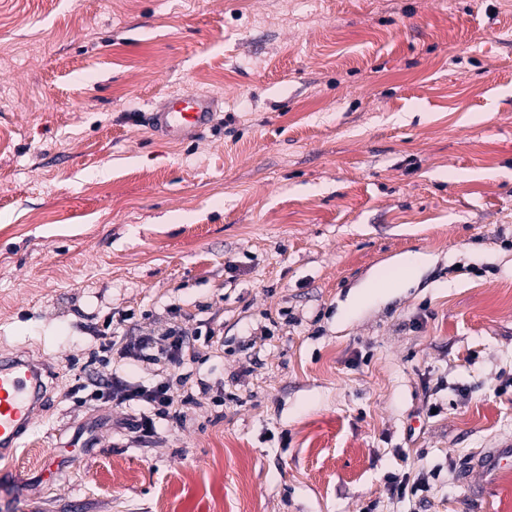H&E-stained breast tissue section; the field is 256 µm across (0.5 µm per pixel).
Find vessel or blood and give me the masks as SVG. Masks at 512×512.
Masks as SVG:
<instances>
[{
    "label": "vessel or blood",
    "mask_w": 512,
    "mask_h": 512,
    "mask_svg": "<svg viewBox=\"0 0 512 512\" xmlns=\"http://www.w3.org/2000/svg\"><path fill=\"white\" fill-rule=\"evenodd\" d=\"M216 101L195 92H183L160 100L149 112V127L179 142L205 128ZM45 364L19 356L0 355V460H15L35 415L47 394Z\"/></svg>",
    "instance_id": "vessel-or-blood-1"
}]
</instances>
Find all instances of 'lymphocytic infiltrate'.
Instances as JSON below:
<instances>
[{
  "label": "lymphocytic infiltrate",
  "mask_w": 512,
  "mask_h": 512,
  "mask_svg": "<svg viewBox=\"0 0 512 512\" xmlns=\"http://www.w3.org/2000/svg\"><path fill=\"white\" fill-rule=\"evenodd\" d=\"M218 336V331L209 326L187 331L177 310L172 311L167 328L159 334L107 328L98 344L104 361L115 357L128 360L140 369L157 373L158 378L152 386L141 387L116 374L103 378L88 370L81 376L78 389L88 393L92 401L128 408L121 426L136 439L157 437L158 421H166L171 426L183 425L186 421L184 407L194 401L193 394H175L169 371L183 365L186 356L194 352L197 341L211 346Z\"/></svg>",
  "instance_id": "1"
}]
</instances>
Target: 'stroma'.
<instances>
[{
	"mask_svg": "<svg viewBox=\"0 0 512 512\" xmlns=\"http://www.w3.org/2000/svg\"><path fill=\"white\" fill-rule=\"evenodd\" d=\"M182 91L219 104L171 144L145 114ZM174 308L224 343L137 441L71 388L110 317ZM1 350L55 372L0 512H512L479 466L512 446V0H0ZM425 261V256L421 253H406L398 260L399 274L396 279L386 288H398L402 284L409 282L417 274ZM391 484L393 492L396 494L398 499L402 500L406 499V497H416L419 491L422 492L427 490V486L429 485L424 475L421 477V474L413 480L411 485L408 476H403L401 479L398 477H392Z\"/></svg>",
	"mask_w": 512,
	"mask_h": 512,
	"instance_id": "obj_1",
	"label": "stroma"
}]
</instances>
